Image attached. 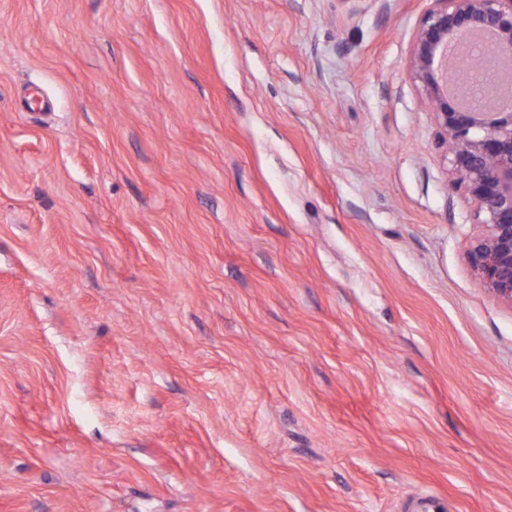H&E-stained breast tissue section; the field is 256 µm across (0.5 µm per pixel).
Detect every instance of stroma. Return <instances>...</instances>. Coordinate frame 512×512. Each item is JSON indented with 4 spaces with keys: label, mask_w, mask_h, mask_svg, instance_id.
I'll use <instances>...</instances> for the list:
<instances>
[{
    "label": "stroma",
    "mask_w": 512,
    "mask_h": 512,
    "mask_svg": "<svg viewBox=\"0 0 512 512\" xmlns=\"http://www.w3.org/2000/svg\"><path fill=\"white\" fill-rule=\"evenodd\" d=\"M435 6L0 0V512H512Z\"/></svg>",
    "instance_id": "35a3bbf8"
}]
</instances>
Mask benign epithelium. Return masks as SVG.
Here are the masks:
<instances>
[{
	"label": "benign epithelium",
	"instance_id": "1",
	"mask_svg": "<svg viewBox=\"0 0 512 512\" xmlns=\"http://www.w3.org/2000/svg\"><path fill=\"white\" fill-rule=\"evenodd\" d=\"M416 31L412 75L432 101L479 227L475 278L512 305V0H435Z\"/></svg>",
	"mask_w": 512,
	"mask_h": 512
}]
</instances>
